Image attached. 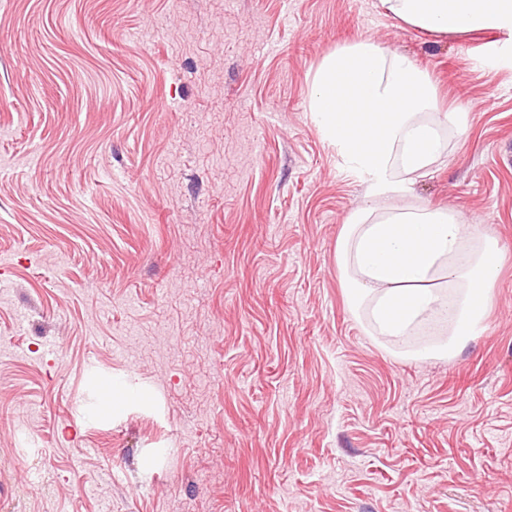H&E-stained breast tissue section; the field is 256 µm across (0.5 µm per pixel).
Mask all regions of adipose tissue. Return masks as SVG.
Segmentation results:
<instances>
[{"mask_svg": "<svg viewBox=\"0 0 512 512\" xmlns=\"http://www.w3.org/2000/svg\"><path fill=\"white\" fill-rule=\"evenodd\" d=\"M386 13L436 35L495 31L504 40L486 63L512 64V0H380ZM437 89L411 58L366 41L325 55L310 79L308 110L323 138L366 186L347 218L338 266L353 310L377 335L403 341L422 321L448 319V334L417 350L446 357L481 334L502 260L451 209L394 207L406 179L444 163Z\"/></svg>", "mask_w": 512, "mask_h": 512, "instance_id": "adipose-tissue-1", "label": "adipose tissue"}]
</instances>
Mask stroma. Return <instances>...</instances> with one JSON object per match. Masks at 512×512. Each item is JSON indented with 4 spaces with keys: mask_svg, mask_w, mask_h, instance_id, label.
<instances>
[{
    "mask_svg": "<svg viewBox=\"0 0 512 512\" xmlns=\"http://www.w3.org/2000/svg\"><path fill=\"white\" fill-rule=\"evenodd\" d=\"M376 4L0 0V512H512V67ZM363 39L467 113L396 200L503 256L447 360L342 287L364 187L307 103Z\"/></svg>",
    "mask_w": 512,
    "mask_h": 512,
    "instance_id": "stroma-1",
    "label": "stroma"
}]
</instances>
